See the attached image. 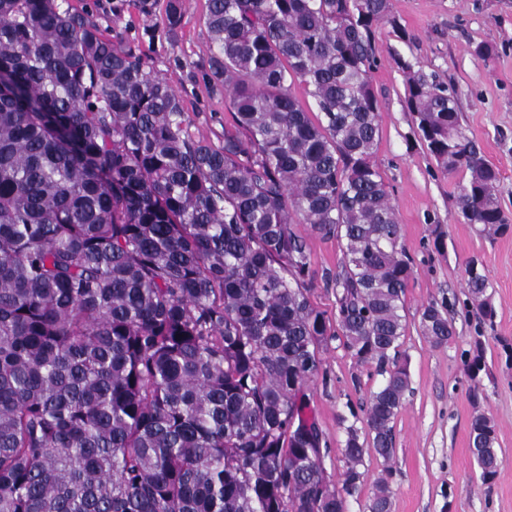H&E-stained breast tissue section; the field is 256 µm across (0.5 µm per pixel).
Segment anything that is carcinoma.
<instances>
[{
    "label": "carcinoma",
    "mask_w": 512,
    "mask_h": 512,
    "mask_svg": "<svg viewBox=\"0 0 512 512\" xmlns=\"http://www.w3.org/2000/svg\"><path fill=\"white\" fill-rule=\"evenodd\" d=\"M182 16L167 0L168 32ZM385 24L405 36L391 0H208L205 76L234 119L216 147L139 48L58 0H0V512H344L366 455L392 459L413 263L374 162ZM401 67L430 155L464 173L457 215L505 233L455 89ZM297 224L341 247L331 334ZM466 274L465 312L493 321L487 275ZM420 327L434 346L455 333L444 302ZM328 335L383 376L364 418L338 417L339 491L304 393ZM462 362L478 384L480 342ZM496 444L474 416L485 485ZM392 498L378 479L366 512Z\"/></svg>",
    "instance_id": "obj_1"
}]
</instances>
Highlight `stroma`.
Listing matches in <instances>:
<instances>
[{
    "label": "stroma",
    "mask_w": 512,
    "mask_h": 512,
    "mask_svg": "<svg viewBox=\"0 0 512 512\" xmlns=\"http://www.w3.org/2000/svg\"><path fill=\"white\" fill-rule=\"evenodd\" d=\"M140 0H62L63 7L90 12L113 38L138 44L145 62L181 95L191 134L219 145L233 119L224 94L204 79L211 41L205 24L207 0H183L176 33L164 28L166 0H154L151 14ZM405 29L398 38L390 26L378 29L372 83L379 102L380 134L374 161L389 186L401 224L402 243L414 260V278L405 296L411 394L394 423L392 512H512V366L503 343L512 344V233L488 237L455 215L457 177L443 174L427 154L405 101L400 61L437 72L454 85L462 125L485 159L499 169V204L512 219V0H391ZM493 44L485 61L477 44ZM314 275L312 303L336 316V287L326 274L339 271L342 253L335 240L301 224ZM478 260L491 283L497 310L493 325L465 314L464 270ZM443 301L455 325L448 344L431 346L420 329V313L430 301ZM481 338L488 375L472 395L461 359ZM326 381H315L307 398L330 448L325 468L330 480L343 469V433L338 415L365 405L380 378L360 366L335 339L322 347ZM483 413L497 426L504 461L493 486L483 485L469 448L472 417Z\"/></svg>",
    "instance_id": "1"
}]
</instances>
